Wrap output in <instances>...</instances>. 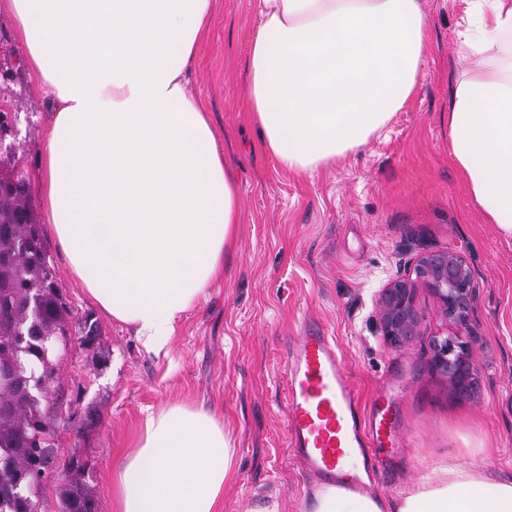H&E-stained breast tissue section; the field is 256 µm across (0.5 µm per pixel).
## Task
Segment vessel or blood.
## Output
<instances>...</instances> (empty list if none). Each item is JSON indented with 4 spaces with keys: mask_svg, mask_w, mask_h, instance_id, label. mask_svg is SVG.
Masks as SVG:
<instances>
[{
    "mask_svg": "<svg viewBox=\"0 0 512 512\" xmlns=\"http://www.w3.org/2000/svg\"><path fill=\"white\" fill-rule=\"evenodd\" d=\"M284 361L291 454L320 478L344 479L356 489L391 469L390 451L400 445V417L384 394L369 409H361L334 338L321 325L304 322L300 336L288 344ZM351 454L362 456V474L345 475L341 461Z\"/></svg>",
    "mask_w": 512,
    "mask_h": 512,
    "instance_id": "vessel-or-blood-1",
    "label": "vessel or blood"
}]
</instances>
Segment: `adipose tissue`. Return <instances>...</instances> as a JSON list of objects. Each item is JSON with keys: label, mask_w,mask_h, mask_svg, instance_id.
<instances>
[{"label": "adipose tissue", "mask_w": 512, "mask_h": 512, "mask_svg": "<svg viewBox=\"0 0 512 512\" xmlns=\"http://www.w3.org/2000/svg\"><path fill=\"white\" fill-rule=\"evenodd\" d=\"M28 64L55 95L40 190L71 273L145 351L224 274L238 189L222 136L186 88L211 0H5ZM448 161L512 237V0H464ZM248 105L264 148L314 175L385 133L425 62L421 0H259ZM231 428L182 402L148 412L113 485L117 512H220ZM308 512H512V475L432 463L394 504L318 485Z\"/></svg>", "instance_id": "adipose-tissue-1"}]
</instances>
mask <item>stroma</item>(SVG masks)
<instances>
[{"instance_id": "obj_1", "label": "stroma", "mask_w": 512, "mask_h": 512, "mask_svg": "<svg viewBox=\"0 0 512 512\" xmlns=\"http://www.w3.org/2000/svg\"><path fill=\"white\" fill-rule=\"evenodd\" d=\"M431 40L411 103L385 135L311 177L295 176L261 144L246 98L256 0H215L208 36L189 75L239 190L236 248L205 300L185 311L167 354L147 353L130 329L91 303L69 272L41 196L32 206L74 316L90 315L99 344L70 339L56 351L45 404L57 419L60 459L95 463L100 512H115L112 475L146 413L176 401L218 405L233 425L238 467L221 512L276 494L280 512H308L320 480L291 456L286 438L283 352L304 320L324 325L362 404L397 382L406 446L391 478L370 488L385 500L448 458L512 474V239L487 223L448 162V88L463 0H422ZM14 16L0 11V112L13 113L6 142L40 182L53 94L27 66ZM459 252L480 292L473 313L476 390L454 393L433 365L442 324L426 288L415 297L417 333L401 350L385 344L378 293L421 256Z\"/></svg>"}]
</instances>
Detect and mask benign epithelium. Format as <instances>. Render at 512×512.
<instances>
[{
	"label": "benign epithelium",
	"mask_w": 512,
	"mask_h": 512,
	"mask_svg": "<svg viewBox=\"0 0 512 512\" xmlns=\"http://www.w3.org/2000/svg\"><path fill=\"white\" fill-rule=\"evenodd\" d=\"M421 285L436 297L444 318L433 364L447 378L452 390L468 395L479 374L471 355V342L476 335L470 323L478 287L458 252L425 255L416 261L412 273L388 280L377 300L384 342L392 348H402L416 335L414 300Z\"/></svg>",
	"instance_id": "7a95c632"
}]
</instances>
